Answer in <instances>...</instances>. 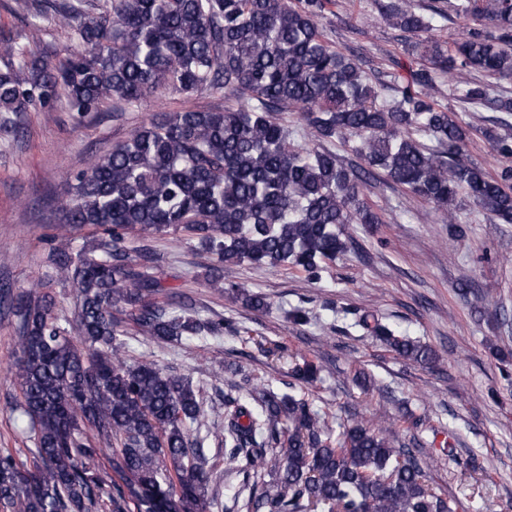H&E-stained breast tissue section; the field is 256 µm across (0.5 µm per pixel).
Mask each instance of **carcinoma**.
<instances>
[{
  "instance_id": "cac0c4a2",
  "label": "carcinoma",
  "mask_w": 512,
  "mask_h": 512,
  "mask_svg": "<svg viewBox=\"0 0 512 512\" xmlns=\"http://www.w3.org/2000/svg\"><path fill=\"white\" fill-rule=\"evenodd\" d=\"M42 31V0H14ZM69 36L67 59L50 63L20 38L0 37V134L20 114L66 103L78 121L112 103L114 116L155 94L189 98L228 89L222 110L163 112L73 176L62 223L102 233L91 249L52 252L55 277L9 296L17 318L14 362L20 408L36 453L27 465L0 452V512H212L211 472L193 427L205 417L190 380L153 360H125L129 335L158 344L216 339L227 324L205 317L154 273L132 263L127 234L170 230L217 256L208 285L263 312L265 296L224 283V268L291 266L311 280L352 244L347 226L381 224L364 184L400 186L453 220L465 196L492 221L512 224V166L491 174L464 157L468 131L433 91L447 74L476 73L449 95L464 108L512 112V0H446L423 14L410 0H380L387 23L428 33L452 16L480 27L453 43H415L421 68L374 80L336 48L319 22L325 0H53ZM298 112L293 131L277 113ZM351 143L362 166L324 147ZM74 288L76 324L59 322L55 280ZM355 325L419 364L435 351L363 314ZM319 369L295 365L313 385ZM248 395H224V457L246 476H275L255 512H454L395 440L356 422L339 431L293 392L247 376ZM110 451L115 477L95 464Z\"/></svg>"
}]
</instances>
